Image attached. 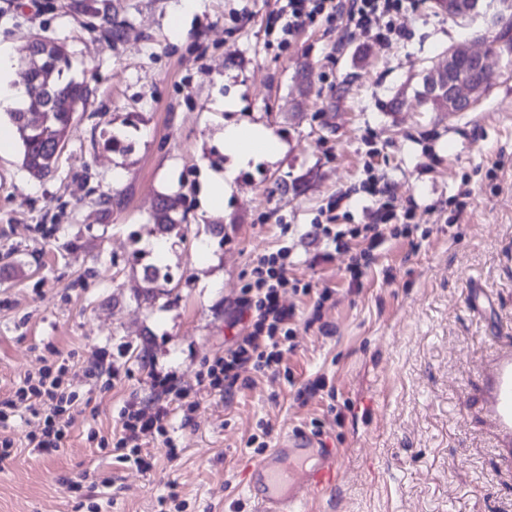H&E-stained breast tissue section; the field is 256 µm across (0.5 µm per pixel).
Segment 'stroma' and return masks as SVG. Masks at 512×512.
Returning <instances> with one entry per match:
<instances>
[{"instance_id": "35a3bbf8", "label": "stroma", "mask_w": 512, "mask_h": 512, "mask_svg": "<svg viewBox=\"0 0 512 512\" xmlns=\"http://www.w3.org/2000/svg\"><path fill=\"white\" fill-rule=\"evenodd\" d=\"M40 3L0 0V45L21 61L34 34L64 44L92 94L53 175L30 176L19 142L0 149V397L61 356L87 406L49 457L27 446L35 423L8 429L0 512H255L250 435L269 426L274 446L315 420L339 454L315 512H512L482 379L499 338L512 337V111L501 107L512 63L492 56L496 81L473 110L392 107L486 23L406 0L405 39L378 43L340 16L285 42L267 27L275 0H197L188 12L182 0ZM110 15L121 41L104 35ZM241 123L271 130L280 156L235 168L224 129ZM229 170L222 209L202 211L204 184ZM371 174L396 208L416 201L412 221L429 235L387 240L352 291L348 255L312 266L306 233L340 193V223H364ZM465 187L460 211L452 199ZM165 195L181 196L187 225L158 255L151 215ZM214 222L221 233L208 232ZM283 245L297 278L336 294L318 312L285 295L302 322L289 376L210 392L199 374L235 334L227 318L252 258ZM148 265L169 275L152 302L137 297ZM102 350L116 375L92 387L85 371ZM158 373L186 391L172 403L179 456L156 437L145 471L100 442ZM319 375L328 392L301 402Z\"/></svg>"}]
</instances>
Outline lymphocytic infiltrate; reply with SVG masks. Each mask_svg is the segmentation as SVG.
<instances>
[{"label":"lymphocytic infiltrate","mask_w":512,"mask_h":512,"mask_svg":"<svg viewBox=\"0 0 512 512\" xmlns=\"http://www.w3.org/2000/svg\"><path fill=\"white\" fill-rule=\"evenodd\" d=\"M276 3L270 26L285 41L317 17L331 21L340 14L380 43L406 35L405 29L393 19L402 10V0H276ZM366 191L378 202L367 223L343 227L337 225L336 215L330 214L325 223L314 225L311 234L318 246L312 257L313 265L328 262L336 253L349 254V285L356 289L360 288L362 275L375 262L376 251L387 238L406 237L413 232L410 225H394L395 208L386 201L391 194L389 184L374 178ZM293 264V249L289 246L253 258L250 281L239 299L241 308L231 318L232 323H245L246 330L225 347L223 356L207 366L210 391L231 394L239 385L247 383L252 373L279 375L285 354L297 346L298 322L295 306L282 303V294L316 295L314 307L318 310L332 299V288H323L316 294L311 283L290 276ZM69 373L68 359L59 358L26 374L10 395L0 399V427L9 428L16 413L29 411L39 419L38 431L28 435L30 446L44 455L58 452L79 407V394ZM154 389L155 396L148 404L131 403L124 408L121 432L112 448L120 460L143 470L152 467L144 449L155 437H164L169 458L178 456L176 444L168 436L171 409L167 397L175 392L176 386L171 379L159 377Z\"/></svg>","instance_id":"f902f5d3"}]
</instances>
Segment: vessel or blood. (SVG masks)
Returning a JSON list of instances; mask_svg holds the SVG:
<instances>
[{
  "mask_svg": "<svg viewBox=\"0 0 512 512\" xmlns=\"http://www.w3.org/2000/svg\"><path fill=\"white\" fill-rule=\"evenodd\" d=\"M486 414L512 466V349L484 369ZM338 458L319 436L289 434L248 468L245 488L256 512H307L311 501L336 485Z\"/></svg>",
  "mask_w": 512,
  "mask_h": 512,
  "instance_id": "obj_1",
  "label": "vessel or blood"
}]
</instances>
